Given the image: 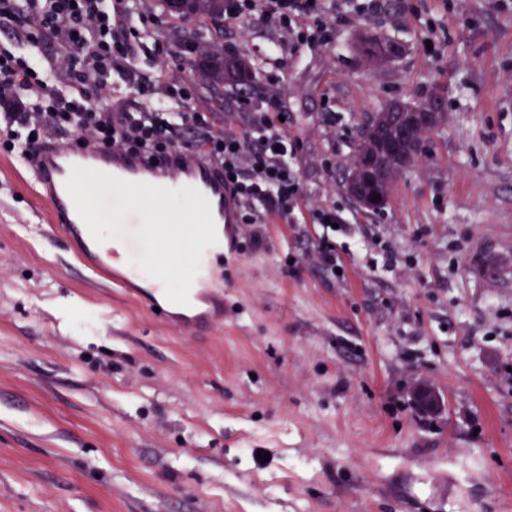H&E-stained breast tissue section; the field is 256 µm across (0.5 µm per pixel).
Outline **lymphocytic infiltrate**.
I'll return each mask as SVG.
<instances>
[{
	"label": "lymphocytic infiltrate",
	"mask_w": 512,
	"mask_h": 512,
	"mask_svg": "<svg viewBox=\"0 0 512 512\" xmlns=\"http://www.w3.org/2000/svg\"><path fill=\"white\" fill-rule=\"evenodd\" d=\"M381 6L382 0H224V20L269 24L281 48L295 54L329 45L338 22ZM0 30L16 44L54 49L46 68L32 71L24 57L0 47V104L8 107L0 144H20L27 156L69 133L88 148L149 158L197 151L222 168L238 195L239 223L255 227L274 214L298 222L304 195L280 93L241 96L247 128L215 131L209 113L187 108L188 86L164 78L182 53H200L201 40L176 49L141 0H0ZM101 94L118 97L121 107L98 105Z\"/></svg>",
	"instance_id": "obj_1"
}]
</instances>
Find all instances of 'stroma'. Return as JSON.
Instances as JSON below:
<instances>
[{
    "mask_svg": "<svg viewBox=\"0 0 512 512\" xmlns=\"http://www.w3.org/2000/svg\"><path fill=\"white\" fill-rule=\"evenodd\" d=\"M365 31L403 56L365 67ZM214 46L282 94L303 221L257 247L233 226L224 318L196 336L90 278L0 146V512H512V0H390L280 67L262 23ZM166 75L244 129L237 86ZM435 91L415 165L382 211L356 204L365 126ZM327 209L337 274L310 257Z\"/></svg>",
    "mask_w": 512,
    "mask_h": 512,
    "instance_id": "35a3bbf8",
    "label": "stroma"
}]
</instances>
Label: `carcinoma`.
<instances>
[{"mask_svg":"<svg viewBox=\"0 0 512 512\" xmlns=\"http://www.w3.org/2000/svg\"><path fill=\"white\" fill-rule=\"evenodd\" d=\"M160 2L167 12L179 20L196 19L215 28L224 26V0H183L179 6L175 4V0ZM398 47L400 44L394 40L367 35L360 40L358 51L366 64L379 66L396 59L399 56L396 52ZM198 73L203 79L216 85L231 83L240 76L241 65L238 64L231 70L224 68V52L209 46L205 50ZM435 105L444 108V100L438 96H428L417 102L396 100L374 116V122L365 128L357 147L346 182L349 195L365 201L373 210H380L385 206L393 184L406 167L379 149L372 129L378 124L382 135L395 139L401 137V133H407V137H401L404 149L415 161L419 155L421 140L429 130L413 124V113Z\"/></svg>","mask_w":512,"mask_h":512,"instance_id":"cac0c4a2","label":"carcinoma"}]
</instances>
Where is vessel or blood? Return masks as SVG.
<instances>
[{"instance_id":"1","label":"vessel or blood","mask_w":512,"mask_h":512,"mask_svg":"<svg viewBox=\"0 0 512 512\" xmlns=\"http://www.w3.org/2000/svg\"><path fill=\"white\" fill-rule=\"evenodd\" d=\"M96 169L118 178L148 183L158 187H192L200 191L210 204L215 223L232 224L236 221L237 199L224 183L221 168L190 150H175L158 161L126 152H100L94 149H40L32 169L33 187L47 186L45 199L49 204L52 223L66 234H77L82 250L91 265L89 270L96 278L119 288H129L140 281L143 272L132 263L130 256L138 243L132 237L141 224L139 215H129L125 234L120 240L96 243L84 222L77 214L67 193L65 183L73 167ZM223 243L206 248L199 270L190 290V303L179 306L168 302L163 284H156L149 291L150 307L158 308L161 319L187 332L201 331L214 325L209 306L211 290L219 281L213 263L215 253L223 252Z\"/></svg>"}]
</instances>
